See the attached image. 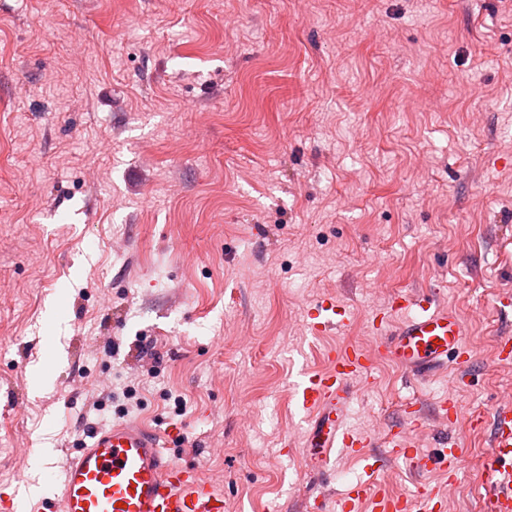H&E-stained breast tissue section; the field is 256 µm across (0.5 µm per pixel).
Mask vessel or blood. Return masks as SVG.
Returning <instances> with one entry per match:
<instances>
[{
    "label": "vessel or blood",
    "instance_id": "b4317fda",
    "mask_svg": "<svg viewBox=\"0 0 512 512\" xmlns=\"http://www.w3.org/2000/svg\"><path fill=\"white\" fill-rule=\"evenodd\" d=\"M347 320L334 302L320 304L308 327L318 336ZM376 353L357 345L326 352L327 367L303 372L295 385L296 405L310 422L303 454L318 473H326L336 453L367 447L365 437L347 426L353 384L368 381L375 358L389 359L408 375L427 379L449 370L461 373L472 364L459 316L431 293L398 294L389 311L373 316ZM420 421L391 432L399 455L415 453ZM487 512H512V406L491 414V442L485 464ZM413 512L409 499L394 497L375 480L355 484L344 512ZM55 512H224V496L208 481L167 452L153 430L135 421L97 428L61 473Z\"/></svg>",
    "mask_w": 512,
    "mask_h": 512
}]
</instances>
